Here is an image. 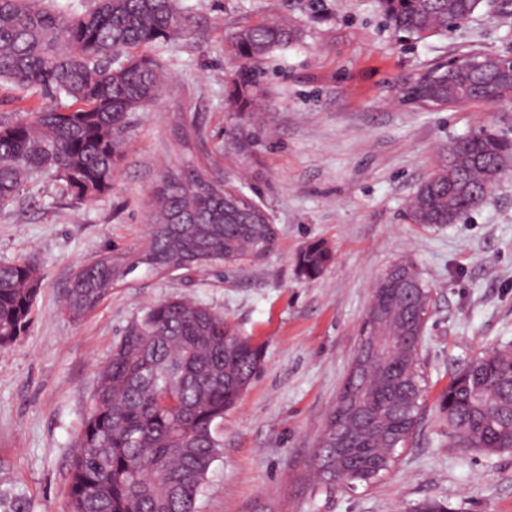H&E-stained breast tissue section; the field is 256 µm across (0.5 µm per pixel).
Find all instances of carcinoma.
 Wrapping results in <instances>:
<instances>
[{"instance_id":"obj_1","label":"carcinoma","mask_w":512,"mask_h":512,"mask_svg":"<svg viewBox=\"0 0 512 512\" xmlns=\"http://www.w3.org/2000/svg\"><path fill=\"white\" fill-rule=\"evenodd\" d=\"M386 23L416 38L444 34L485 5L512 16V0H377ZM196 20L181 0H91L81 12L48 0H0V82L64 97L69 104L0 115V209L34 176L62 183L80 202L112 189L131 114L145 112L166 89L153 46L191 34ZM301 39L291 23L261 21L230 41L242 59L256 60ZM433 94L459 107L486 102L480 73L464 70ZM512 139L481 128L462 139L445 164L417 188L409 204L414 224L442 227L478 208L494 184L487 168L505 174ZM221 174L195 167L167 168L154 190V215L139 253L110 255L81 266L65 292L64 311L85 316L144 264L199 269L242 263L272 251L275 225L234 200ZM332 261L320 243L296 257L302 276L315 279ZM30 257L0 264V350L15 345L31 322L42 286ZM385 289L397 349L377 373L354 388L360 399L332 410L322 430L347 433L345 475L371 484L390 471L397 449L414 435L425 394L418 314L430 308L431 289L406 262L391 266ZM262 346L239 335L224 315L173 297L135 321L100 368L83 426L74 441L68 512H197L207 474L220 453L217 429L240 389L257 377ZM454 443L487 454L512 451V349H483L450 376L437 405ZM334 449L318 450L324 483Z\"/></svg>"}]
</instances>
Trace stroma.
<instances>
[{
	"label": "stroma",
	"mask_w": 512,
	"mask_h": 512,
	"mask_svg": "<svg viewBox=\"0 0 512 512\" xmlns=\"http://www.w3.org/2000/svg\"><path fill=\"white\" fill-rule=\"evenodd\" d=\"M194 32L157 45L170 81L133 115L112 188L78 202L38 177L0 210V263L34 257L44 281L31 324L0 351V512H66L73 442L100 366L148 307L172 296L224 315L263 347L257 378L218 430L222 452L198 512H512V453L458 448L437 411L463 360L512 347V160L483 204L458 223H411L406 204L448 156L450 141L487 127L512 137V102L436 111L398 101L401 78L470 52L512 48V18L478 10L450 33L415 40L389 28L376 0H183ZM285 18L295 46L255 64L229 47L241 28ZM198 132L179 151L176 124ZM218 162L263 205L275 248L231 267L138 268L91 313L62 309L75 271L147 240L164 168ZM319 242L333 259L299 275ZM408 260L431 289L420 348L421 424L370 485L320 483L314 468L359 341L372 289ZM331 261V252L320 243L308 244L296 257L299 272L309 279L319 277Z\"/></svg>",
	"instance_id": "obj_1"
}]
</instances>
